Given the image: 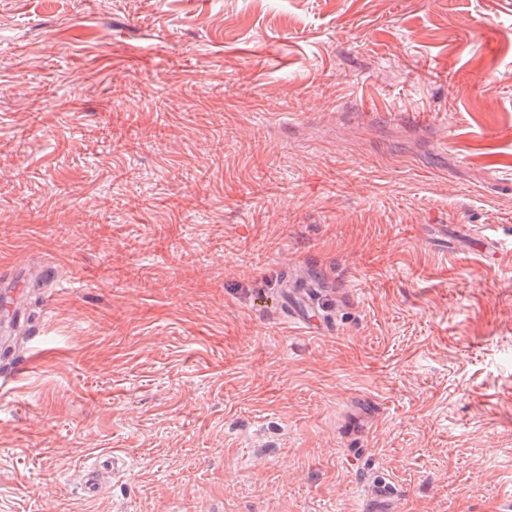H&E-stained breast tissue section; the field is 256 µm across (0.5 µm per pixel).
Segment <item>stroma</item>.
Masks as SVG:
<instances>
[{"label":"stroma","mask_w":512,"mask_h":512,"mask_svg":"<svg viewBox=\"0 0 512 512\" xmlns=\"http://www.w3.org/2000/svg\"><path fill=\"white\" fill-rule=\"evenodd\" d=\"M0 368V512H512V0H0ZM125 466V459L112 453V456L103 460H95L84 472L83 487L87 495L92 496L97 491L100 476L104 472L116 470Z\"/></svg>","instance_id":"stroma-1"}]
</instances>
